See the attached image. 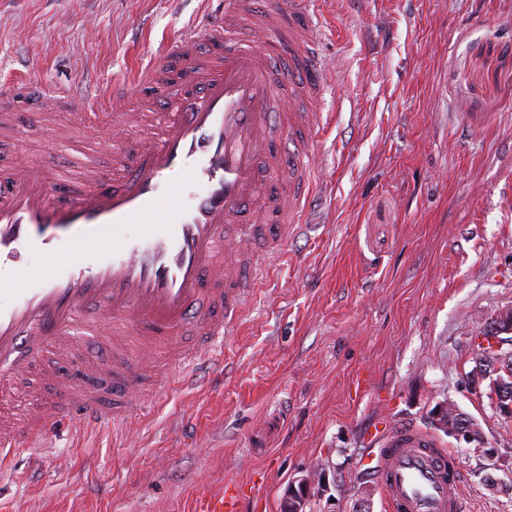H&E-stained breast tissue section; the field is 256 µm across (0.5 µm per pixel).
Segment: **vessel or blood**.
<instances>
[{"mask_svg": "<svg viewBox=\"0 0 512 512\" xmlns=\"http://www.w3.org/2000/svg\"><path fill=\"white\" fill-rule=\"evenodd\" d=\"M247 16L245 0H221L196 24L156 53L141 80L116 81L104 108L87 112L69 91L44 95L45 108L66 107L84 122L118 128L122 104L142 83L178 64L191 91L177 94L159 136L119 149L117 183L94 178L92 188L69 183L55 194L41 168H27L0 188V382L18 380L49 345L78 359L88 339L83 311L106 305L110 321L96 334L111 364H86L81 379L63 378L51 398L37 400L20 431L0 430V460L23 452L32 438L47 439L62 418L94 427L138 410L144 381L159 354L172 356L195 378V366L236 318L257 273L286 254L306 220L313 194L305 147L320 128L316 112H292L276 123L275 97L316 101L324 89L317 56L312 0H271L253 25L252 40H230ZM218 52L200 56L201 36ZM286 39L289 69H274L268 43ZM299 146L291 165L278 159L280 139ZM139 223V237L115 236L85 247L90 227ZM40 251L56 270L41 279L20 263ZM194 325V351L177 337ZM427 430L408 424L383 428L363 463L378 476L387 512H459L461 475Z\"/></svg>", "mask_w": 512, "mask_h": 512, "instance_id": "b4317fda", "label": "vessel or blood"}]
</instances>
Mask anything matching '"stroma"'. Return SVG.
Here are the masks:
<instances>
[{"label": "stroma", "mask_w": 512, "mask_h": 512, "mask_svg": "<svg viewBox=\"0 0 512 512\" xmlns=\"http://www.w3.org/2000/svg\"><path fill=\"white\" fill-rule=\"evenodd\" d=\"M201 0H0V89L61 87L100 106L112 82L190 25ZM324 133L303 234L263 272L199 381L169 360L149 412L65 427L13 458L0 512H200L231 493L281 512L322 466L306 512H387L362 458L379 420L435 431L463 476L462 512H512V418L466 384L478 336L512 308V0H315ZM0 183L51 156L52 183L85 165L113 180L139 143L19 97ZM453 400L481 429L436 431ZM433 415L436 421L444 423L447 421L446 430L448 434L455 438L464 439L466 442L471 443L474 441V436L471 427L468 423L457 421L454 425L449 424L448 427V403L443 402L435 406ZM324 472L316 482L313 475L295 479L288 486L282 499V512H303L307 500L323 485Z\"/></svg>", "instance_id": "1"}]
</instances>
